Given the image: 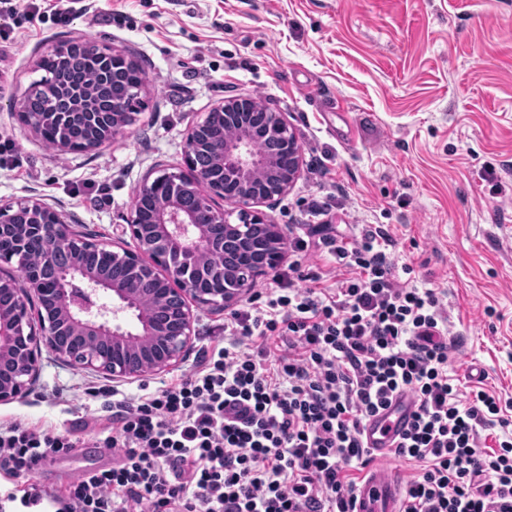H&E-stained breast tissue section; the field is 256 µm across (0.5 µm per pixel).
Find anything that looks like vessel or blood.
Masks as SVG:
<instances>
[{
	"label": "vessel or blood",
	"instance_id": "obj_1",
	"mask_svg": "<svg viewBox=\"0 0 512 512\" xmlns=\"http://www.w3.org/2000/svg\"><path fill=\"white\" fill-rule=\"evenodd\" d=\"M407 427L403 412H380L365 426L371 448L377 455L384 456L393 450V441ZM404 487L394 469L370 464L365 467L358 479L354 512H401Z\"/></svg>",
	"mask_w": 512,
	"mask_h": 512
}]
</instances>
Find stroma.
Masks as SVG:
<instances>
[{
    "label": "stroma",
    "mask_w": 512,
    "mask_h": 512,
    "mask_svg": "<svg viewBox=\"0 0 512 512\" xmlns=\"http://www.w3.org/2000/svg\"><path fill=\"white\" fill-rule=\"evenodd\" d=\"M30 0L0 17V200L36 197L90 238L111 243L147 172L184 168L187 130L219 101L256 96L282 113L301 147L298 180L267 218L295 235L314 207L345 239L380 228L403 283L438 292L448 317V371L483 372L512 419V0ZM90 40L132 58L146 79L136 121L88 152L59 153L24 128L17 103L40 79L35 60ZM258 281L266 294L333 259L295 254ZM231 311L202 307L179 367L115 381L43 354L23 400L0 426L67 430L70 451L40 466L67 491L112 451L94 436L114 393L138 395L189 376L225 345Z\"/></svg>",
    "instance_id": "35a3bbf8"
}]
</instances>
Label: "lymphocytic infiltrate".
I'll return each mask as SVG.
<instances>
[{"label": "lymphocytic infiltrate", "instance_id": "f902f5d3", "mask_svg": "<svg viewBox=\"0 0 512 512\" xmlns=\"http://www.w3.org/2000/svg\"><path fill=\"white\" fill-rule=\"evenodd\" d=\"M296 251L327 253L338 288L289 285L235 312L228 344L157 393L112 403L104 445L120 459L81 473L67 493L33 480L71 448L68 434L0 427V512H351L348 469L373 456L362 429L394 397L414 409L395 456L418 462L403 512H512V420L485 390L448 372L435 290L398 281L385 232L348 241L313 224ZM283 352L269 369L267 341ZM502 429L494 448L482 434Z\"/></svg>", "mask_w": 512, "mask_h": 512}]
</instances>
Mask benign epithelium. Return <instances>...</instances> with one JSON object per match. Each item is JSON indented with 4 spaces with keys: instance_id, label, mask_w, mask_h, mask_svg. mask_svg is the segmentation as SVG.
Returning <instances> with one entry per match:
<instances>
[{
    "instance_id": "obj_1",
    "label": "benign epithelium",
    "mask_w": 512,
    "mask_h": 512,
    "mask_svg": "<svg viewBox=\"0 0 512 512\" xmlns=\"http://www.w3.org/2000/svg\"><path fill=\"white\" fill-rule=\"evenodd\" d=\"M76 53L100 66L121 63L140 72L126 55L94 41L58 45L36 63L64 65ZM57 80L30 85L18 106L24 127L43 137L42 112L29 104L52 97ZM145 80L127 100L105 114L98 92L76 81L65 86L74 115L88 118L82 151H94L130 125L141 103ZM292 161L283 168L279 146ZM211 157L198 165L200 153ZM186 170L146 175L135 191L126 223L116 227L112 268L129 276H104L93 258L106 244L78 230L67 214L41 199L0 204V236L13 240L0 250V264L19 261L33 237L52 243L38 268L17 274L0 271V403L22 400L36 384L42 350L89 372L124 380L177 367L192 343V305L229 309L248 296L282 260L287 232L257 210L284 195L302 169L300 145L283 115L253 96L223 100L193 125L184 141ZM194 197L190 209L182 197ZM234 206L229 221L215 199ZM134 248L124 246V237ZM112 306L97 304L100 293Z\"/></svg>"
}]
</instances>
